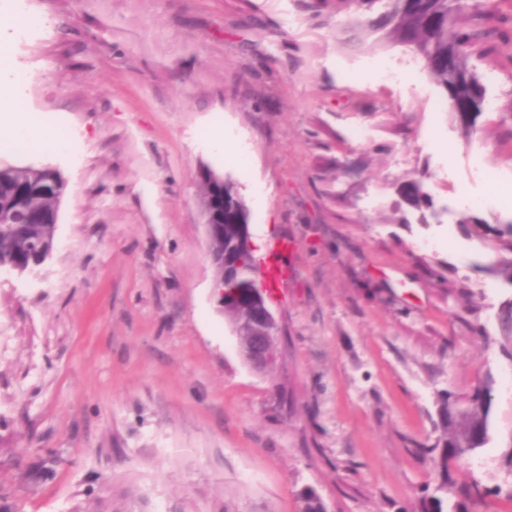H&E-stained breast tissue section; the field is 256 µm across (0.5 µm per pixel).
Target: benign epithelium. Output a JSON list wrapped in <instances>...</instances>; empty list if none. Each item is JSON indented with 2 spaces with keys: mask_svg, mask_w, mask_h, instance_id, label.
Segmentation results:
<instances>
[{
  "mask_svg": "<svg viewBox=\"0 0 512 512\" xmlns=\"http://www.w3.org/2000/svg\"><path fill=\"white\" fill-rule=\"evenodd\" d=\"M203 192L201 215L205 227L208 256L215 270V288L219 308H224V279L234 276L240 267L228 253L224 252V176L210 168L202 173ZM37 190V185L27 180L15 182L8 203L0 201V221L12 219L15 210H22L18 224H56L59 207L51 209L28 208L27 202ZM250 292L253 295L252 309L244 318L232 325L234 335L254 333V342L245 354V362L254 371L270 375L278 369L280 359V325L268 305L265 283L258 265L247 270Z\"/></svg>",
  "mask_w": 512,
  "mask_h": 512,
  "instance_id": "1",
  "label": "benign epithelium"
}]
</instances>
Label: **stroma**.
Returning <instances> with one entry per match:
<instances>
[{
	"label": "stroma",
	"mask_w": 512,
	"mask_h": 512,
	"mask_svg": "<svg viewBox=\"0 0 512 512\" xmlns=\"http://www.w3.org/2000/svg\"><path fill=\"white\" fill-rule=\"evenodd\" d=\"M19 99L78 129L79 156L0 157L66 183L55 248L0 275V506L69 512H422L438 397L492 386L490 442L452 466L512 512V356L491 234L512 219V81L494 59L478 131L399 46L347 49L297 0H0ZM366 131L358 140L357 131ZM235 183L251 237L287 239L274 375L243 361L213 295L199 186ZM496 173L495 182L483 179ZM442 209L423 224L399 186ZM56 454L61 463L41 460ZM407 186L406 193L403 188ZM402 194L408 203L416 210L423 211L424 209L433 208L432 195L425 189L422 182L418 180H411L402 186Z\"/></svg>",
	"instance_id": "obj_1"
}]
</instances>
